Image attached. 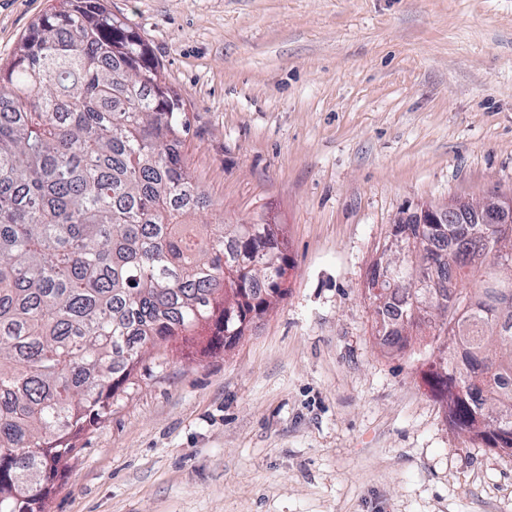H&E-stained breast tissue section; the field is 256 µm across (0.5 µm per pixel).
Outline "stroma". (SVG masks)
I'll list each match as a JSON object with an SVG mask.
<instances>
[{
	"label": "stroma",
	"instance_id": "35a3bbf8",
	"mask_svg": "<svg viewBox=\"0 0 512 512\" xmlns=\"http://www.w3.org/2000/svg\"><path fill=\"white\" fill-rule=\"evenodd\" d=\"M52 0H0L8 63ZM187 104L199 224H277L288 293L148 350L45 512H512L366 283L403 212L512 196V0H107Z\"/></svg>",
	"mask_w": 512,
	"mask_h": 512
}]
</instances>
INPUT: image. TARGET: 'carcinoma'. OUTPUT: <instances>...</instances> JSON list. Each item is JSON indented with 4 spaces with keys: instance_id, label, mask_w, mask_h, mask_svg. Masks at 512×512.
<instances>
[{
    "instance_id": "carcinoma-1",
    "label": "carcinoma",
    "mask_w": 512,
    "mask_h": 512,
    "mask_svg": "<svg viewBox=\"0 0 512 512\" xmlns=\"http://www.w3.org/2000/svg\"><path fill=\"white\" fill-rule=\"evenodd\" d=\"M185 131L184 100L103 0H59L0 65V512H43L149 347L205 327L228 349L285 294L279 225L186 222L207 200ZM394 230L405 267L374 312L396 301L400 326L431 328L449 424L489 441L512 411V255L453 213ZM415 262L434 265L430 297Z\"/></svg>"
}]
</instances>
